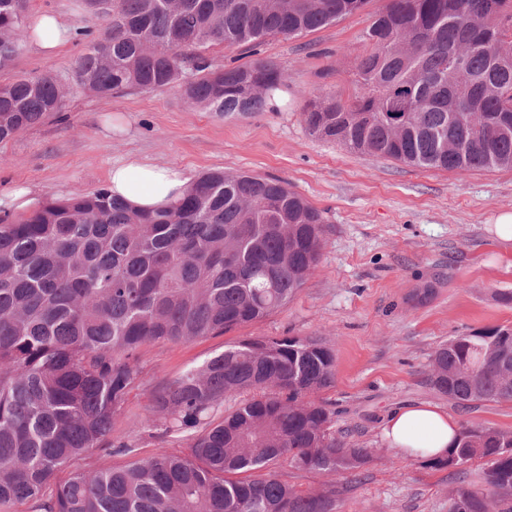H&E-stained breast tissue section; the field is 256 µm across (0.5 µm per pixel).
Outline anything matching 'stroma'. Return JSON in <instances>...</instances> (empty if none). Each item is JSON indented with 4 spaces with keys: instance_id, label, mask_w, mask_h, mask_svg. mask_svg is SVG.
I'll list each match as a JSON object with an SVG mask.
<instances>
[{
    "instance_id": "1",
    "label": "stroma",
    "mask_w": 512,
    "mask_h": 512,
    "mask_svg": "<svg viewBox=\"0 0 512 512\" xmlns=\"http://www.w3.org/2000/svg\"><path fill=\"white\" fill-rule=\"evenodd\" d=\"M388 0L294 38L269 37L261 57L288 74L276 109L226 118L191 109L177 89L112 98L79 93L65 112L0 144V195L26 186L42 198L104 187L112 162L135 155L161 166L274 176L319 209V263L292 302L262 322L191 342L143 348V383L129 394L113 433L139 456L180 453L192 435L151 438L136 421L152 390L246 336H318L333 350V384L321 391L336 411L338 438L368 448L360 477L343 479L337 512H448L452 490L479 484L476 460L448 469L390 448L381 434L394 409L430 402L460 425L512 430V402L462 407L430 382L436 348L454 336L512 326V241L495 217L512 211V170L419 169L349 152L309 133L305 102H350L361 92L363 34ZM56 13L80 32L50 59L24 47L0 83L48 71L68 74L103 19L87 0H28L27 14Z\"/></svg>"
}]
</instances>
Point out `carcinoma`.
Masks as SVG:
<instances>
[{
    "instance_id": "carcinoma-1",
    "label": "carcinoma",
    "mask_w": 512,
    "mask_h": 512,
    "mask_svg": "<svg viewBox=\"0 0 512 512\" xmlns=\"http://www.w3.org/2000/svg\"><path fill=\"white\" fill-rule=\"evenodd\" d=\"M105 19L68 76L0 83V143L64 111L78 92L110 98L177 88L193 109L260 112L287 74L255 58L231 68L214 45L292 38L365 0H89ZM27 0H0V68L24 47ZM363 92L311 99L308 130L413 168L512 169V0H389L364 34ZM462 54L467 66L451 67ZM324 218L276 178L209 170L176 205L135 212L100 188L0 218V510L336 512L343 488L305 492L279 477L356 475L368 449L336 438L319 397L335 355L318 336H247L152 392L139 428L199 430L181 455L159 451L106 472L56 473L112 436L143 384L138 351L255 324L285 307L316 268ZM512 328L455 336L431 384L468 406L512 401ZM248 398L215 412L228 396ZM487 464L460 485L459 512H512V431L467 426L435 465Z\"/></svg>"
}]
</instances>
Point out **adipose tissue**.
<instances>
[{"mask_svg": "<svg viewBox=\"0 0 512 512\" xmlns=\"http://www.w3.org/2000/svg\"><path fill=\"white\" fill-rule=\"evenodd\" d=\"M71 28L59 16L37 15L29 26L32 47L50 56L70 38ZM195 181L182 168L152 164L136 156L113 163L106 190L136 211L151 212L170 207ZM460 426L455 418L436 405L405 406L391 413L382 426L383 438L412 457H444L453 448Z\"/></svg>", "mask_w": 512, "mask_h": 512, "instance_id": "ef3b65f1", "label": "adipose tissue"}]
</instances>
